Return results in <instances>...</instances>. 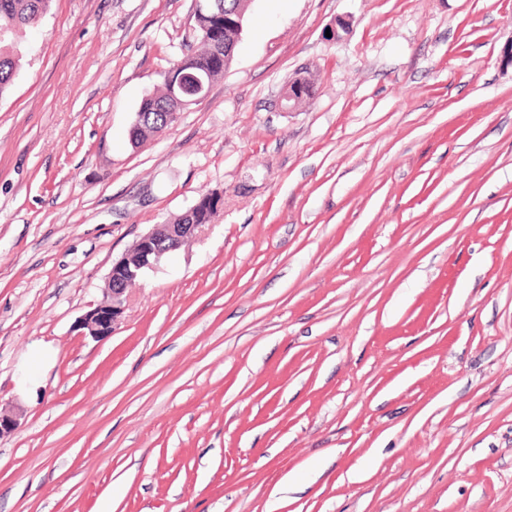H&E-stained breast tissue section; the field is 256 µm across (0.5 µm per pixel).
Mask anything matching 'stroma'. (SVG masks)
Segmentation results:
<instances>
[{"mask_svg": "<svg viewBox=\"0 0 512 512\" xmlns=\"http://www.w3.org/2000/svg\"><path fill=\"white\" fill-rule=\"evenodd\" d=\"M194 12L52 0L20 42L0 512H512V0H251L223 78L133 147ZM205 192L89 336L113 262Z\"/></svg>", "mask_w": 512, "mask_h": 512, "instance_id": "1", "label": "stroma"}]
</instances>
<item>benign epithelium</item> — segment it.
<instances>
[{
    "mask_svg": "<svg viewBox=\"0 0 512 512\" xmlns=\"http://www.w3.org/2000/svg\"><path fill=\"white\" fill-rule=\"evenodd\" d=\"M307 80L306 76H296L288 81V95L282 96L288 110H296L302 105ZM208 88V79L201 73H188L178 81L169 82L171 97L191 96L195 102L206 96ZM200 228L199 224H158L142 235L128 252L112 263L107 277L106 299L83 317L82 328L94 338L110 336L123 313L128 288L167 254L164 244L187 242Z\"/></svg>",
    "mask_w": 512,
    "mask_h": 512,
    "instance_id": "7a95c632",
    "label": "benign epithelium"
}]
</instances>
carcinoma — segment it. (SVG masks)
Wrapping results in <instances>:
<instances>
[{"label": "carcinoma", "instance_id": "carcinoma-1", "mask_svg": "<svg viewBox=\"0 0 512 512\" xmlns=\"http://www.w3.org/2000/svg\"><path fill=\"white\" fill-rule=\"evenodd\" d=\"M51 0H0V95L11 85L20 64L17 43L23 29L38 25L47 12ZM248 9L247 0H206L204 7L195 13L196 31L200 50L186 55L174 68L175 75L198 71L210 81L224 76L228 62L224 61V45H232L238 37L234 29L224 28V10ZM167 84L146 95L138 111L146 114L147 121L134 118L131 138L140 144L150 136L162 133L164 113L177 109L166 94Z\"/></svg>", "mask_w": 512, "mask_h": 512}]
</instances>
